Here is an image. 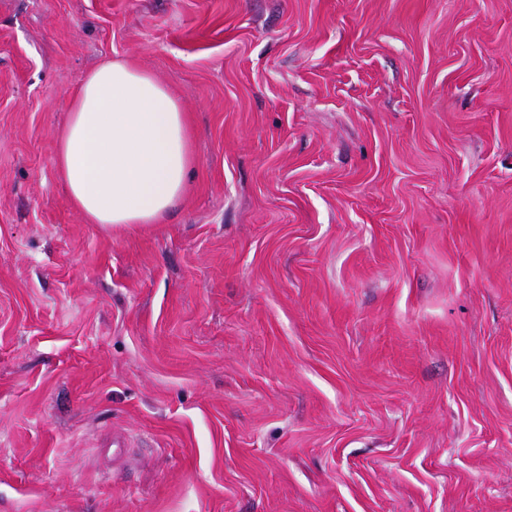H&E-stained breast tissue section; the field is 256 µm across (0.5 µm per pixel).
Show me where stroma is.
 I'll return each instance as SVG.
<instances>
[{"mask_svg": "<svg viewBox=\"0 0 512 512\" xmlns=\"http://www.w3.org/2000/svg\"><path fill=\"white\" fill-rule=\"evenodd\" d=\"M108 59L160 224L56 171ZM0 512H512V0H0ZM69 112L56 166L73 205L91 224H160L194 160L180 100L149 72L107 60Z\"/></svg>", "mask_w": 512, "mask_h": 512, "instance_id": "obj_1", "label": "stroma"}]
</instances>
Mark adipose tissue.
Here are the masks:
<instances>
[{
	"mask_svg": "<svg viewBox=\"0 0 512 512\" xmlns=\"http://www.w3.org/2000/svg\"><path fill=\"white\" fill-rule=\"evenodd\" d=\"M193 164L179 99L149 72L108 60L75 93L56 166L89 223L157 224L186 189Z\"/></svg>",
	"mask_w": 512,
	"mask_h": 512,
	"instance_id": "1",
	"label": "adipose tissue"
}]
</instances>
